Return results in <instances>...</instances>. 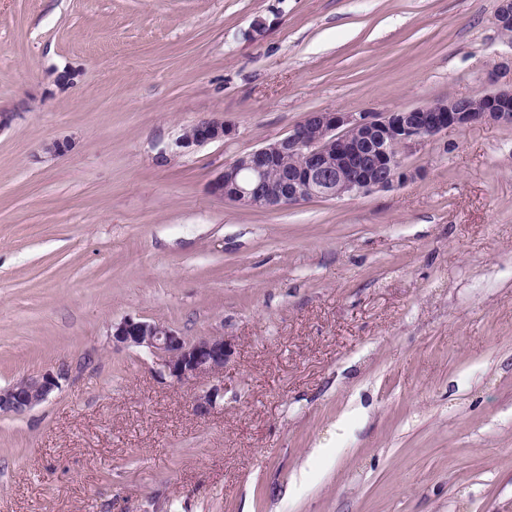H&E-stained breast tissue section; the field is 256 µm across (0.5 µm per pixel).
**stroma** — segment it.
Masks as SVG:
<instances>
[{"label":"stroma","instance_id":"stroma-1","mask_svg":"<svg viewBox=\"0 0 512 512\" xmlns=\"http://www.w3.org/2000/svg\"><path fill=\"white\" fill-rule=\"evenodd\" d=\"M499 4L0 0V387L63 375L0 417V512H512V128L447 130L387 190H209L306 113L512 84ZM211 115L229 137L177 147ZM127 316L233 355L160 377Z\"/></svg>","mask_w":512,"mask_h":512}]
</instances>
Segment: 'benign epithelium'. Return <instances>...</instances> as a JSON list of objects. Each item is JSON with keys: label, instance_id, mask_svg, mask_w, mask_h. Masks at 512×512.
Wrapping results in <instances>:
<instances>
[{"label": "benign epithelium", "instance_id": "obj_1", "mask_svg": "<svg viewBox=\"0 0 512 512\" xmlns=\"http://www.w3.org/2000/svg\"><path fill=\"white\" fill-rule=\"evenodd\" d=\"M494 24L499 30L512 27V0H500ZM474 124L511 127L512 88H493L409 110L308 112L287 136L238 155L213 178L210 189L245 209H278L390 189L416 176L404 165L405 152L450 128ZM230 134L224 119L204 117L176 146L190 149ZM275 170L280 171V180L273 192L267 189V179ZM110 336L118 347L148 351L155 356L160 374L180 383L224 372L232 355L222 336L189 340L163 323L132 316L112 323ZM59 388V376L50 372L21 378L0 388V416L24 415ZM219 395L217 388L200 395L196 412L207 413Z\"/></svg>", "mask_w": 512, "mask_h": 512}]
</instances>
